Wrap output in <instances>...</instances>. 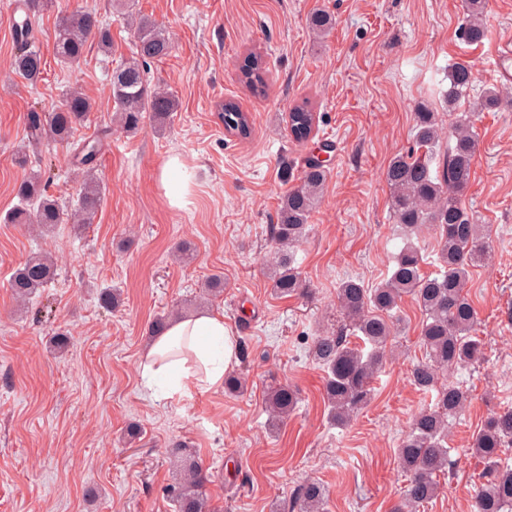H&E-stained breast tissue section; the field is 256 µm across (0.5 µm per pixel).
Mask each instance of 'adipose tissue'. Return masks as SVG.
<instances>
[{
	"instance_id": "1",
	"label": "adipose tissue",
	"mask_w": 512,
	"mask_h": 512,
	"mask_svg": "<svg viewBox=\"0 0 512 512\" xmlns=\"http://www.w3.org/2000/svg\"><path fill=\"white\" fill-rule=\"evenodd\" d=\"M184 341L191 357L173 356V349ZM240 360V340L225 326L223 314L204 310L169 323L144 354L141 376L149 387L171 380V395L187 397L197 388H222L225 375Z\"/></svg>"
}]
</instances>
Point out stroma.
Segmentation results:
<instances>
[{
	"mask_svg": "<svg viewBox=\"0 0 512 512\" xmlns=\"http://www.w3.org/2000/svg\"><path fill=\"white\" fill-rule=\"evenodd\" d=\"M134 7L171 35L169 56L146 70L177 108L163 130L131 136L113 122L110 77L130 57L132 35L112 0H54L44 11L36 35L46 67L34 86L11 72L15 0H0V512H176L168 489L177 440L203 461L218 512H291L309 479L327 491L325 512H396L406 482L396 450L424 403L411 378L423 315L407 297L394 309L402 331L376 372L370 403L343 425L328 416L312 341L343 323L342 280L371 289L391 273L405 235L392 218L383 171L414 149L418 106L447 127L449 65H474L470 101L490 87L512 97L489 49L490 41L512 38V0H487L485 40L475 45L458 35L463 0H134ZM317 8L336 20L322 37L307 22ZM76 9L110 27L112 51L91 47L66 68L54 57L55 24ZM253 51L267 63L261 96L240 72ZM77 86L96 106L75 142L110 131L98 162L101 209L82 231L61 224L47 237L4 223L18 202L16 185L38 168L15 160L29 111L55 110ZM227 99L251 114L249 139L225 132L218 106ZM304 99L315 107L318 132L299 144L287 119ZM476 128L462 204L489 227L491 258L468 283L482 356L447 375L467 393L448 427L455 466L420 512H472L483 468L473 440L493 413L512 408V104L481 113ZM320 149L330 176L295 251L307 291L282 297L268 275L276 249L270 226ZM41 151L52 164L50 193L74 207L73 149L46 143ZM173 155L191 174L181 208L170 206L158 182ZM184 242L195 254L187 265L172 259ZM39 248L55 254L56 276L20 311L7 280ZM214 274L225 288L208 308L246 348L236 372L247 389L151 397L139 372L151 322ZM107 286L123 299L110 312L97 299ZM59 330L70 333L62 352L49 343ZM274 381L292 385L299 403L272 430L264 397ZM132 423L143 434L129 443Z\"/></svg>",
	"mask_w": 512,
	"mask_h": 512,
	"instance_id": "1",
	"label": "stroma"
}]
</instances>
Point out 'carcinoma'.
<instances>
[{
	"label": "carcinoma",
	"mask_w": 512,
	"mask_h": 512,
	"mask_svg": "<svg viewBox=\"0 0 512 512\" xmlns=\"http://www.w3.org/2000/svg\"><path fill=\"white\" fill-rule=\"evenodd\" d=\"M50 0H22L24 16L16 21L15 53L12 72L27 83L41 80L45 61L34 34L33 15ZM125 10L127 26L132 32L131 57L112 70L111 91L121 127L137 132L148 117L163 128L176 111L175 100L165 91L150 86L143 64L166 57L171 49L167 31L147 17L133 12L129 0H115ZM485 0H465V22L460 36L469 43L485 37L481 17ZM334 25L333 17L318 10L309 16V27L324 33ZM103 51L112 48V34L96 13L76 10L62 15L55 30V55L69 66L79 63L89 41ZM265 62L261 55L249 54L242 65L245 83L256 95L266 92ZM476 73L469 63L457 62L448 68V158L433 157L440 136L435 114L420 105L415 112V142L426 149L427 157L412 153L393 157L383 177L390 190L391 208L396 223L402 225L408 240L396 256L390 276L378 287L368 289L354 279L343 280L337 287L344 327L316 337L313 356L327 372L324 396L330 418L338 424L350 419L355 410L371 399V382L389 342L399 335L391 312L403 298H411L423 313L420 341L425 359L412 370L414 385L425 393L436 391L435 402L415 414L410 430L398 448V462L407 474L399 512H419L441 490L439 476L452 465L447 447L448 419L466 401L465 392L452 384L437 386L439 375L450 368L465 366L481 352L473 332L477 313L466 291L472 268L487 259L484 225L463 207L461 198L467 191L472 162L477 150L475 121L479 113L493 111L503 104L497 88L485 90L480 108L473 112L458 111L461 100L469 96ZM92 112V103L81 91L66 94L64 103L52 112L33 108L29 117L30 146L43 139L67 142ZM224 130L239 139L251 137L253 126L249 113L233 101L223 107ZM316 113L308 100L294 104L288 112L292 138L304 142L315 130ZM99 143H84L78 150V168L83 186L76 208L65 212L59 201L48 192L51 177L34 171L17 190L18 204L6 216L10 224L35 226L51 231L57 225L72 222L81 231L93 220L104 195L95 176ZM328 171L317 162H308L299 183L281 197L277 223L271 225L276 243L272 257L271 281L281 296L304 291L301 273L295 265L294 248L305 238L308 221L317 208ZM431 231L435 235L441 268L434 275L423 272L424 257L411 237ZM54 278V261L46 253H32L19 264L7 281L13 299L26 304ZM296 391L286 383L268 388L265 407L274 426L291 414L297 405ZM512 446V410L492 415L476 434L473 450L484 463V482L476 486V512H512V468L502 465L503 449ZM181 478L170 489L179 512H210L204 490L205 478L193 451L176 441L170 450ZM325 492L314 481L303 484L295 499L297 512H324Z\"/></svg>",
	"instance_id": "1"
}]
</instances>
